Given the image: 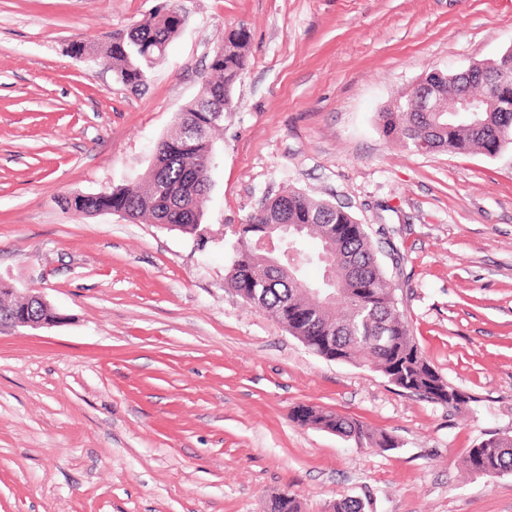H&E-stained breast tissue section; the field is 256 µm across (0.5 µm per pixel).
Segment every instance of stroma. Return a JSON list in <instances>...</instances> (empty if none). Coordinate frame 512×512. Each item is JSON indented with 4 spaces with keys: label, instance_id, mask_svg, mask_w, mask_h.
Instances as JSON below:
<instances>
[{
    "label": "stroma",
    "instance_id": "1",
    "mask_svg": "<svg viewBox=\"0 0 512 512\" xmlns=\"http://www.w3.org/2000/svg\"><path fill=\"white\" fill-rule=\"evenodd\" d=\"M160 6L185 24L144 86L72 55ZM240 28L202 234L68 211L141 184ZM511 46L512 0H0V281L64 317L0 330V512H267L283 490L300 512H512V474L465 467L512 435V156L417 152L378 120L428 70ZM289 187L365 225L467 404L325 360L227 287L233 227ZM301 405L397 447L299 425Z\"/></svg>",
    "mask_w": 512,
    "mask_h": 512
}]
</instances>
